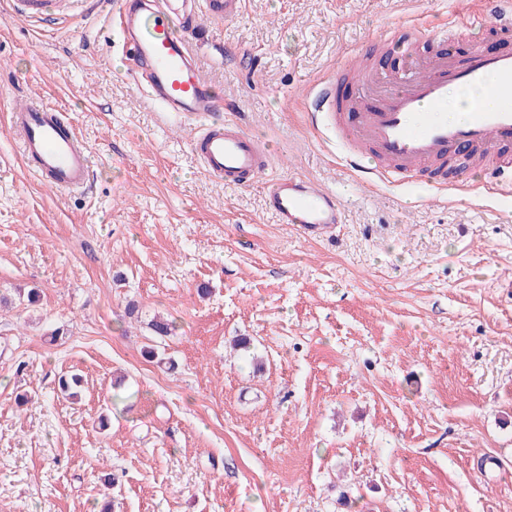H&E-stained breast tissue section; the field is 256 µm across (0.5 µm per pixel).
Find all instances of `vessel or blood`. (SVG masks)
<instances>
[{
	"label": "vessel or blood",
	"instance_id": "vessel-or-blood-1",
	"mask_svg": "<svg viewBox=\"0 0 512 512\" xmlns=\"http://www.w3.org/2000/svg\"><path fill=\"white\" fill-rule=\"evenodd\" d=\"M241 5L242 0H137L132 7L120 2L112 13L114 27L127 40V74L141 75L140 85L156 105L194 125V152L205 171L228 186L263 174L271 155L239 121L208 122L216 100L192 44L204 38L200 13L229 19ZM46 7L47 0L9 3L11 14L30 21L39 20ZM484 17L499 29H512V0H486ZM452 86L486 88L497 106L476 109L467 122L448 123L444 113ZM307 101L313 111L328 114L344 162L364 181L411 184L443 172L448 158L464 151L482 157L487 182L512 186V154L499 149L512 138V53L488 54L475 45L462 56L443 51L414 58L396 73L361 66L350 84L336 77L316 84ZM7 118L29 172L45 187L87 189L89 150L59 108L33 98L10 107ZM367 149L374 151L377 169L364 166ZM266 204L279 223L297 225L307 237L327 236L343 221L336 193L296 174L273 181Z\"/></svg>",
	"mask_w": 512,
	"mask_h": 512
}]
</instances>
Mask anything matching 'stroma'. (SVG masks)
I'll return each mask as SVG.
<instances>
[{"instance_id":"35a3bbf8","label":"stroma","mask_w":512,"mask_h":512,"mask_svg":"<svg viewBox=\"0 0 512 512\" xmlns=\"http://www.w3.org/2000/svg\"><path fill=\"white\" fill-rule=\"evenodd\" d=\"M85 7L50 0L53 25L0 0V512H512V195L366 185L304 104L381 36L453 22L454 0L203 18L215 117L272 156L245 186L204 171L194 127L126 75L111 10ZM476 42L512 50V30L447 49ZM20 81L77 129L87 194L26 170L3 109ZM290 173L340 198L331 238L268 210Z\"/></svg>"}]
</instances>
